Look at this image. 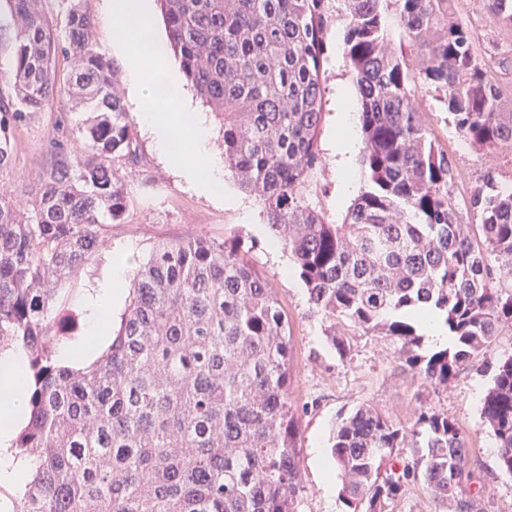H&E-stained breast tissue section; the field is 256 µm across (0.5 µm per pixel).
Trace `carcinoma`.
<instances>
[{
    "mask_svg": "<svg viewBox=\"0 0 512 512\" xmlns=\"http://www.w3.org/2000/svg\"><path fill=\"white\" fill-rule=\"evenodd\" d=\"M393 2L418 57V76L443 94L457 133L480 146L512 143V113L448 0H347L345 47L362 101L366 187L340 224L302 189L321 166L323 60L330 0H157L169 40L197 95L224 129V160L260 197L293 257L312 309L377 332L394 358L446 386L512 332V188L489 173L471 194L482 241L460 223L448 151L407 90L404 56L385 23ZM14 67L0 76V172L13 132L65 99L87 117L77 146L58 153L25 199H0V338L29 355V420L16 455L37 464L12 512H296L299 415L288 395V316L236 238L199 234L155 245L130 284L107 351L82 371L51 343L58 290L78 277L128 208L116 162H136L112 60L97 51L96 19L80 0H56L67 38L40 0H0ZM512 29V0H489ZM76 67L65 82L59 58ZM431 310L453 344L419 352ZM512 474V356L482 407ZM469 439L446 414L395 425L370 405L342 419L331 452L351 512H382L419 481L452 512H484L468 469ZM415 449L412 462L395 450Z\"/></svg>",
    "mask_w": 512,
    "mask_h": 512,
    "instance_id": "carcinoma-1",
    "label": "carcinoma"
}]
</instances>
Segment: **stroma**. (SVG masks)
I'll return each instance as SVG.
<instances>
[{
    "label": "stroma",
    "mask_w": 512,
    "mask_h": 512,
    "mask_svg": "<svg viewBox=\"0 0 512 512\" xmlns=\"http://www.w3.org/2000/svg\"><path fill=\"white\" fill-rule=\"evenodd\" d=\"M83 5L97 19V50L110 58L117 70L118 87L126 97L124 106L141 159L137 165L121 168L130 199L123 222L110 227L105 248L58 292L59 312L67 327L55 341V348L80 337L84 299L106 272L113 250L131 248V260L139 264L161 242L186 240L201 233L217 240L239 238L290 323L288 393L300 413L297 512H349L339 472L324 476L321 463L331 458V438L340 417L362 404L372 405L404 427L410 426L426 406L453 418L470 438L469 468L485 489L488 512H512V475L501 471L496 438L482 417L483 399L493 384L494 370L512 355V334L498 337L446 387L424 384L408 367L393 361L389 340L364 333L350 323L337 327L351 346L348 358L340 359L329 342L335 327L331 320L313 312L292 257L276 245L277 234L266 221L262 202L233 178H226L227 198L220 202L189 187L172 172L141 129L135 107L127 98L130 79L126 56L112 43L103 0H83ZM450 7L469 27L474 50L500 91L503 111L512 113V30L492 20L488 0H451ZM330 12L324 117L318 137L323 164L308 181L304 198L328 222L339 224L364 188V173L363 151L358 148L350 159L355 179L352 185H345L340 156L334 148L340 134L341 96L357 94L358 89L344 45L349 23L345 0H331ZM409 90L422 121L447 149L453 163L455 177L450 192L461 222L478 224L470 205L471 191L490 171L500 183L512 185V147L488 149L463 140L441 93L418 79L411 81ZM83 117L81 107L53 106L18 128L9 171L0 175V197L15 199L22 191L34 189L40 172L52 163L56 146L71 147V131Z\"/></svg>",
    "instance_id": "stroma-1"
}]
</instances>
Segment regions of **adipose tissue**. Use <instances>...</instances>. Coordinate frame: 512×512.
Returning a JSON list of instances; mask_svg holds the SVG:
<instances>
[{"mask_svg":"<svg viewBox=\"0 0 512 512\" xmlns=\"http://www.w3.org/2000/svg\"><path fill=\"white\" fill-rule=\"evenodd\" d=\"M128 273L126 258L116 255L97 288L87 295L83 335L62 348V363L71 366L91 361L106 346L112 315L124 302ZM27 374V359L21 349L0 352V487L18 492L25 490L35 474L32 462L17 457L11 448L14 433L27 415Z\"/></svg>","mask_w":512,"mask_h":512,"instance_id":"1","label":"adipose tissue"}]
</instances>
